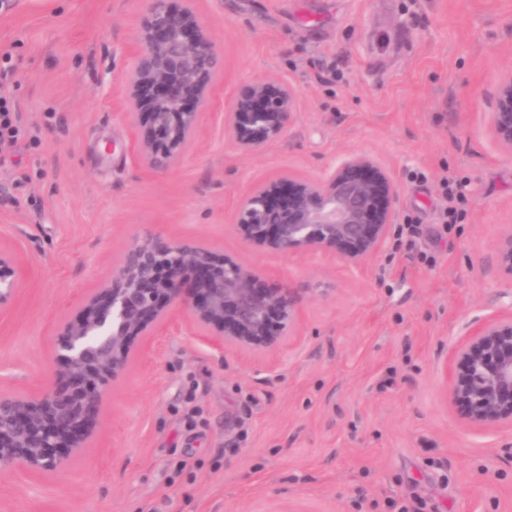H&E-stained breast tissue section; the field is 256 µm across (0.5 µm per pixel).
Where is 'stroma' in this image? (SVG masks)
Here are the masks:
<instances>
[{
	"label": "stroma",
	"mask_w": 512,
	"mask_h": 512,
	"mask_svg": "<svg viewBox=\"0 0 512 512\" xmlns=\"http://www.w3.org/2000/svg\"><path fill=\"white\" fill-rule=\"evenodd\" d=\"M224 55L218 102L168 171L135 160L119 75L144 0H0V79L23 129L0 142V245L26 270L0 313V394L55 377L59 324L133 239L200 240L300 297L272 350L218 344L175 317L105 396L61 471L0 473V512H512V427L449 398L453 348L512 306V152L490 115L512 73V0H196ZM276 77L298 94L284 135L245 153L224 101ZM353 153L385 168L396 221L352 265L254 251L238 197L320 178ZM464 184L449 224L445 177ZM419 228L406 233L407 225Z\"/></svg>",
	"instance_id": "35a3bbf8"
}]
</instances>
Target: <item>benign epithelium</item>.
Returning a JSON list of instances; mask_svg holds the SVG:
<instances>
[{"instance_id": "obj_1", "label": "benign epithelium", "mask_w": 512, "mask_h": 512, "mask_svg": "<svg viewBox=\"0 0 512 512\" xmlns=\"http://www.w3.org/2000/svg\"><path fill=\"white\" fill-rule=\"evenodd\" d=\"M122 75L120 105L136 160L165 172L195 142L202 114L214 105L223 54L193 5L146 0ZM298 108L286 82L257 79L224 105V133L252 152L280 138ZM491 125L512 151V74L498 92ZM397 189L370 155L347 157L327 176L269 178L242 194L233 226L254 249L285 257L319 252L341 262L372 259L395 220ZM495 249L512 271V231ZM24 269L0 248V311L12 307ZM299 297L246 259L161 233L132 241L112 277L63 321L56 341L62 381L42 394H0V471L31 476L61 469L82 447L104 394L127 367L135 337L153 334L182 314L207 336L237 349H270L296 318ZM449 394L470 423L512 426V311L493 317L451 352Z\"/></svg>"}]
</instances>
